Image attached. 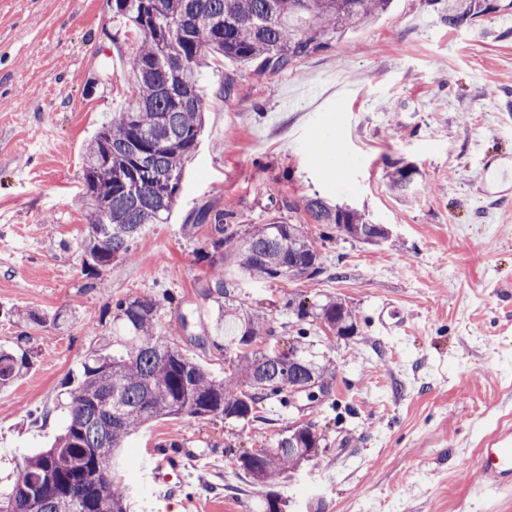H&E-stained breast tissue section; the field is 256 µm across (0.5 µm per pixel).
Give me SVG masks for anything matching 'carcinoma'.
<instances>
[{
    "instance_id": "carcinoma-1",
    "label": "carcinoma",
    "mask_w": 512,
    "mask_h": 512,
    "mask_svg": "<svg viewBox=\"0 0 512 512\" xmlns=\"http://www.w3.org/2000/svg\"><path fill=\"white\" fill-rule=\"evenodd\" d=\"M448 27L474 26L490 13L512 12V0H447ZM391 0H112V11L141 35L129 61L133 91L112 113L87 147L83 159L87 232L82 239L87 274L97 276L116 261L132 257L131 243L148 224L167 219L177 190L160 195L149 186L136 193L115 184L128 167L181 171L194 154L203 126L204 98L198 81L211 57L256 64L259 73L279 72L327 48L330 42L385 14ZM316 224H333L366 243L387 237L359 210L308 199ZM224 211L202 210L195 222L212 224L224 249ZM245 277L312 280L321 269L315 241L300 224L276 218L255 228L234 246ZM160 301L126 297L114 304L113 323L125 340V353L104 347L90 352L80 371L65 383L67 421L54 443L17 463L14 480L0 489V512H130L129 488L122 474L121 448L135 431L158 419L183 416L252 421L258 405L305 392L312 401L325 395L324 370L302 347L298 332L287 352L255 347L264 323L242 319L231 307L219 308L217 325L228 323L224 378L211 376L158 328ZM23 326L15 346L0 351V388L22 378L37 352L28 329L69 323L65 311L10 312ZM320 319L336 336H352L358 317L340 300L321 307ZM321 437L303 425L288 431L248 460L231 462L254 482L269 486L317 455Z\"/></svg>"
}]
</instances>
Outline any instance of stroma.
Instances as JSON below:
<instances>
[{"label":"stroma","instance_id":"obj_1","mask_svg":"<svg viewBox=\"0 0 512 512\" xmlns=\"http://www.w3.org/2000/svg\"><path fill=\"white\" fill-rule=\"evenodd\" d=\"M442 0H393L390 11L287 70L256 75L218 59L203 73L205 127L165 223L147 225L131 259L86 275L82 162L125 102L137 49L112 0H0V346L11 312L68 309L70 326L33 328L32 370L0 390V485L50 445L65 413L57 395L88 351L112 342L113 304L161 302L159 328L216 377L208 343L219 302L206 285L224 268L228 297L264 320L257 345L306 329L329 396L298 410L270 399L253 422L156 420L131 438L134 512H263L228 452L267 447L312 423L324 453L272 492L287 512H512V490L485 491L472 464L512 434V180L485 173L512 156V13L449 28ZM238 91L225 96V76ZM412 172L407 192L389 188ZM386 225L382 245L313 223L308 198ZM205 207L231 213L241 242L280 216L306 225L322 272L301 283L241 276L232 248L214 254ZM341 298L358 332L329 336L316 313ZM204 456L182 492L157 499L149 451Z\"/></svg>","mask_w":512,"mask_h":512}]
</instances>
